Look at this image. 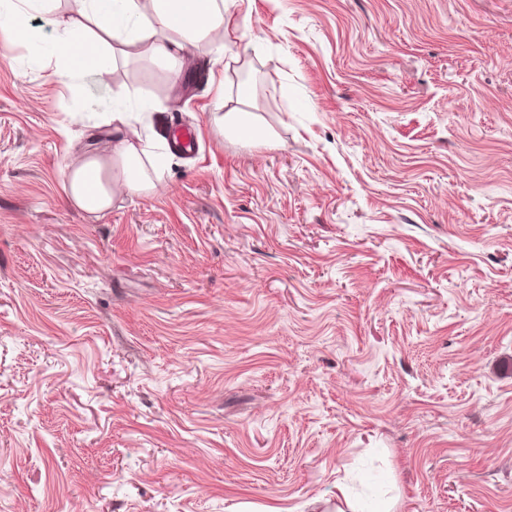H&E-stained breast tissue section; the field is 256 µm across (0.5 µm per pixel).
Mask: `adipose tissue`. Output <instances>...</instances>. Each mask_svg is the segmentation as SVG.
<instances>
[{
	"instance_id": "ef3b65f1",
	"label": "adipose tissue",
	"mask_w": 512,
	"mask_h": 512,
	"mask_svg": "<svg viewBox=\"0 0 512 512\" xmlns=\"http://www.w3.org/2000/svg\"><path fill=\"white\" fill-rule=\"evenodd\" d=\"M50 0H0V26L32 38L29 21L48 10ZM233 20L226 0H82L77 17L60 29L50 55L64 71L102 73L115 63L116 48L136 49L163 61L180 75L192 51L224 49V34ZM128 90L112 92V118L126 132L110 158H82L66 171V199L78 210L99 216L112 207L115 193L148 194L156 190L152 173L164 158L130 123L123 107Z\"/></svg>"
}]
</instances>
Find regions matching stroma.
<instances>
[{
    "mask_svg": "<svg viewBox=\"0 0 512 512\" xmlns=\"http://www.w3.org/2000/svg\"><path fill=\"white\" fill-rule=\"evenodd\" d=\"M236 14L176 78L0 29V512H512V0ZM120 87L166 162L99 218ZM217 122H222L225 131H229L238 137L250 139H264L270 145L275 144L271 133L261 131L255 124L251 112L240 108H234L225 112L221 117H216Z\"/></svg>",
    "mask_w": 512,
    "mask_h": 512,
    "instance_id": "obj_1",
    "label": "stroma"
}]
</instances>
